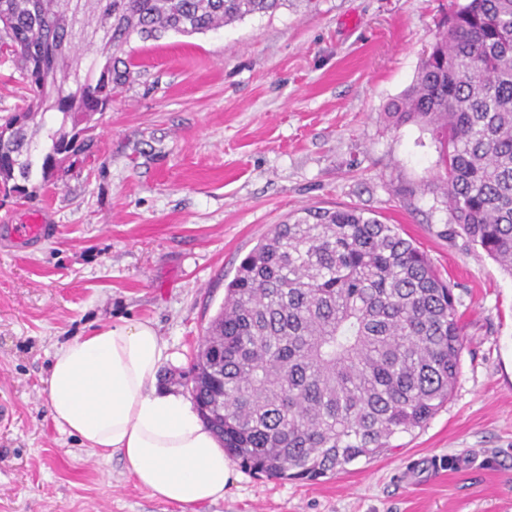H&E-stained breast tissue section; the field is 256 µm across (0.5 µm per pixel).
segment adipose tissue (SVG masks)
<instances>
[{"instance_id":"obj_1","label":"adipose tissue","mask_w":512,"mask_h":512,"mask_svg":"<svg viewBox=\"0 0 512 512\" xmlns=\"http://www.w3.org/2000/svg\"><path fill=\"white\" fill-rule=\"evenodd\" d=\"M170 358L150 321L100 326L56 352L46 389L50 413L86 447L121 452L153 497L184 507L221 500L234 463L192 405L159 387Z\"/></svg>"}]
</instances>
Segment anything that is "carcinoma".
Instances as JSON below:
<instances>
[{
    "mask_svg": "<svg viewBox=\"0 0 512 512\" xmlns=\"http://www.w3.org/2000/svg\"><path fill=\"white\" fill-rule=\"evenodd\" d=\"M288 0H0L32 97L0 124V196L26 199L87 143L132 77L133 36L193 35ZM86 70H64L70 54ZM53 110L58 128L37 116ZM442 149L452 232L512 276V0H467L387 108ZM465 326L426 254L356 208L307 207L242 260L191 365L224 451L271 478L314 481L391 449L455 388Z\"/></svg>",
    "mask_w": 512,
    "mask_h": 512,
    "instance_id": "obj_1",
    "label": "carcinoma"
}]
</instances>
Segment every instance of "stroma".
<instances>
[{"instance_id":"1","label":"stroma","mask_w":512,"mask_h":512,"mask_svg":"<svg viewBox=\"0 0 512 512\" xmlns=\"http://www.w3.org/2000/svg\"><path fill=\"white\" fill-rule=\"evenodd\" d=\"M458 0H288L205 33L133 39L136 69L86 153L0 225L40 215L56 234L0 243V512H512V277L451 234L440 147L394 128ZM27 87L0 47V118ZM351 206L401 225L454 288L466 348L451 399L397 449L302 483L240 470L223 500L181 508L140 487L54 421L60 346L103 324L148 320L186 377L227 283L273 225Z\"/></svg>"}]
</instances>
